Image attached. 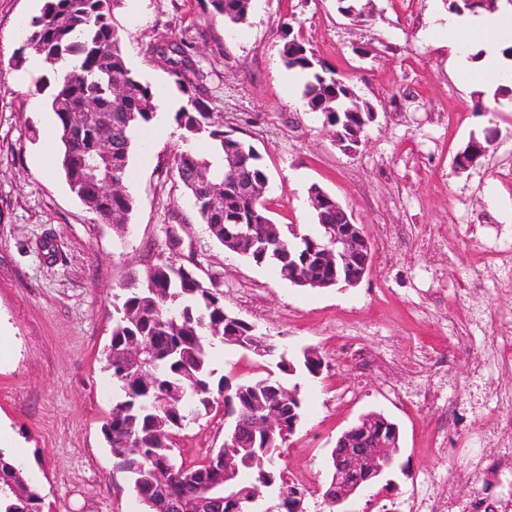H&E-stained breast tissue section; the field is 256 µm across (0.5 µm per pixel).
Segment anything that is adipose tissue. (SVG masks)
<instances>
[{
  "mask_svg": "<svg viewBox=\"0 0 512 512\" xmlns=\"http://www.w3.org/2000/svg\"><path fill=\"white\" fill-rule=\"evenodd\" d=\"M512 32V9H499L479 16L448 13L434 26V34L447 38L453 51L462 55L478 48L482 56L468 68L469 83L479 88L496 84L507 71H512V58L504 57L498 46L499 35Z\"/></svg>",
  "mask_w": 512,
  "mask_h": 512,
  "instance_id": "adipose-tissue-1",
  "label": "adipose tissue"
}]
</instances>
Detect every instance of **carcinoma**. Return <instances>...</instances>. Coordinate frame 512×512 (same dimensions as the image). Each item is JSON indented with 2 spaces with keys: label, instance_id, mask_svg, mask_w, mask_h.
I'll list each match as a JSON object with an SVG mask.
<instances>
[{
  "label": "carcinoma",
  "instance_id": "carcinoma-1",
  "mask_svg": "<svg viewBox=\"0 0 512 512\" xmlns=\"http://www.w3.org/2000/svg\"><path fill=\"white\" fill-rule=\"evenodd\" d=\"M211 13L238 24L248 13L247 0H208ZM118 0H45L39 15L29 22L19 61L29 49L42 56L54 78L51 108L57 117L61 144V169L73 195L81 200L101 224L125 229L134 199L128 193L112 192V180H127L135 137L153 121L156 90L133 75L121 48L114 23ZM146 54L160 63L177 88L187 97L175 112L183 130L185 147L175 154L179 179L192 195L197 214L218 242L231 224L260 225L271 221L264 196L235 191L224 194V182L236 175L228 168L229 157L244 163L253 186L265 190L268 175L253 147L224 132V121L209 111L203 100V74L193 45L171 38L147 45ZM283 60L290 70L309 77L306 99L317 101L325 93L337 95L325 109L331 120L347 129L360 125L366 113L365 100L351 98V84L316 59L310 46L296 37L284 46ZM211 142V153L197 154L190 146L196 138ZM318 233H305L292 225L282 232V244L260 252L246 236L226 245L230 251L256 264H272L280 273L288 261L302 262L313 246L329 236L328 225L336 213L315 211ZM112 338L105 354V369L118 383L121 394L112 406L111 422L102 432L112 451L115 470L129 476L146 512H163L166 499L176 497L182 512H195L191 488L173 481L162 469H180L174 461L173 437L192 420L217 406L236 414L233 430L240 433L242 448L251 449L254 464L232 481V489L252 500L274 488L277 512L297 509L308 495L300 483L276 480L273 470L263 468L265 440L260 422L265 410L282 405L287 435L294 434L292 419L302 416L299 384L272 376L211 380L209 349L213 340L245 348L257 332L224 307V291L211 281L191 279L168 259H158L144 272L135 273L123 285L120 302L114 305ZM325 360L316 354L293 360L280 357L277 368L292 377L301 371L318 377ZM396 424L369 413L353 435L336 443L330 453L331 479L325 490L336 489V462L346 463L357 448L380 438L399 444ZM39 489L22 477L19 465L0 452V512H43Z\"/></svg>",
  "mask_w": 512,
  "mask_h": 512
}]
</instances>
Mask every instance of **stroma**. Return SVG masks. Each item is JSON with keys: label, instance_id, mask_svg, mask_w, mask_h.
Listing matches in <instances>:
<instances>
[{"label": "stroma", "instance_id": "1", "mask_svg": "<svg viewBox=\"0 0 512 512\" xmlns=\"http://www.w3.org/2000/svg\"><path fill=\"white\" fill-rule=\"evenodd\" d=\"M43 3L0 0V422L24 448L23 476L41 489L44 512H141L101 432L118 392L103 351L114 293L161 255L216 280L225 308L279 352L311 347L327 361L319 378H300L303 420L277 458L285 478L309 488L306 512H327L328 453L371 411L398 424L399 465L352 512H414L448 486L471 508L488 481L496 512H512V470L496 467L503 448L492 435L512 416V364L490 350L512 325V290L481 260L512 243V92L464 82L454 54L429 34L448 13L444 0H362L358 19L338 15L334 0H252L235 26L202 0H141L135 14L120 0L115 9L129 68L180 106L184 96L145 49L192 43L210 111L267 170L274 223L315 231L314 185L348 207L372 242L371 266L357 286L331 288L296 287L210 236L175 172L180 130L154 142L150 163L132 156L136 206L123 233L95 222L61 172H42L43 128L55 115L31 102L50 93L14 58ZM288 31L375 106L357 151L339 149L310 113L282 60ZM490 130L487 156L457 172L456 152ZM209 368L217 379H251L275 362L228 346ZM223 444L224 414L214 411L177 434L175 460L199 465Z\"/></svg>", "mask_w": 512, "mask_h": 512}]
</instances>
